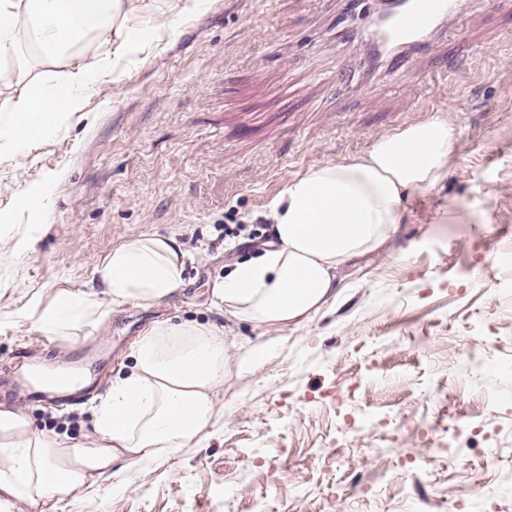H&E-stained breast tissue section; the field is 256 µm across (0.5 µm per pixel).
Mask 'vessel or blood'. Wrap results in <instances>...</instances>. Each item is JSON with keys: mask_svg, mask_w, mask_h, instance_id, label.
Here are the masks:
<instances>
[{"mask_svg": "<svg viewBox=\"0 0 512 512\" xmlns=\"http://www.w3.org/2000/svg\"><path fill=\"white\" fill-rule=\"evenodd\" d=\"M382 22L365 36L377 69L397 72L429 50L445 36L464 11V0H379ZM59 373H48L36 381H23L27 398L51 403L74 401V392H58Z\"/></svg>", "mask_w": 512, "mask_h": 512, "instance_id": "obj_1", "label": "vessel or blood"}]
</instances>
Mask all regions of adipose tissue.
I'll return each mask as SVG.
<instances>
[{"mask_svg": "<svg viewBox=\"0 0 512 512\" xmlns=\"http://www.w3.org/2000/svg\"><path fill=\"white\" fill-rule=\"evenodd\" d=\"M150 8L149 0H0V67L25 81L8 98L15 119L0 128V141L25 147L79 111L108 57L149 42L150 29L136 17ZM27 39L38 47L43 75L29 72L21 53ZM454 146V128L440 114L288 182L270 205L275 243L216 279L213 305L234 323L308 325L335 301L340 268L386 243L404 199L444 179ZM183 266L175 238L132 239L97 267L98 291L58 289L29 315L51 335L74 336L100 323L105 299L163 303L180 289ZM232 346L214 324L155 321L130 348V373L113 378L92 404L91 430L79 443L49 438L16 404L0 402V505L55 512L116 461L133 467L199 441L230 372Z\"/></svg>", "mask_w": 512, "mask_h": 512, "instance_id": "obj_1", "label": "adipose tissue"}]
</instances>
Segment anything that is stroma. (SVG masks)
<instances>
[{
  "instance_id": "35a3bbf8",
  "label": "stroma",
  "mask_w": 512,
  "mask_h": 512,
  "mask_svg": "<svg viewBox=\"0 0 512 512\" xmlns=\"http://www.w3.org/2000/svg\"><path fill=\"white\" fill-rule=\"evenodd\" d=\"M344 3L205 0L172 33L156 0L153 39L102 70L80 111L24 150L0 145V398L73 443L146 327L228 324L209 290L257 251L224 225L437 112L456 132L442 182L345 266L322 314L232 326L266 355L228 376L201 441L133 474L116 463L57 512H512V0H474L432 53L381 79L336 28ZM26 189L46 192L43 212L17 209ZM150 234L185 254L165 303L110 307L75 336L28 318ZM85 351L89 398L57 408L15 390L26 366Z\"/></svg>"
}]
</instances>
